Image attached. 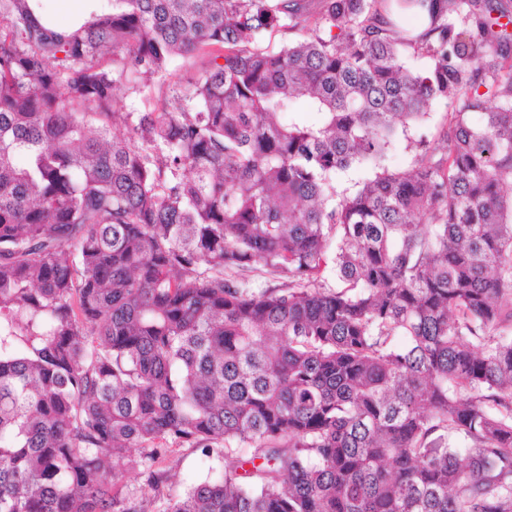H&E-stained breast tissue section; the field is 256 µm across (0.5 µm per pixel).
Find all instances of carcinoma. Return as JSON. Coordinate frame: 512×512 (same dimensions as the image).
Returning a JSON list of instances; mask_svg holds the SVG:
<instances>
[{"label": "carcinoma", "mask_w": 512, "mask_h": 512, "mask_svg": "<svg viewBox=\"0 0 512 512\" xmlns=\"http://www.w3.org/2000/svg\"><path fill=\"white\" fill-rule=\"evenodd\" d=\"M510 24L505 0H107L61 28L0 0V512H152L169 442L224 471L160 512H512ZM206 49L162 111L116 110ZM437 99L442 147L384 167ZM371 175V173L358 166L353 165L349 169L336 174V191L338 194H351L355 192L361 183Z\"/></svg>", "instance_id": "carcinoma-1"}]
</instances>
